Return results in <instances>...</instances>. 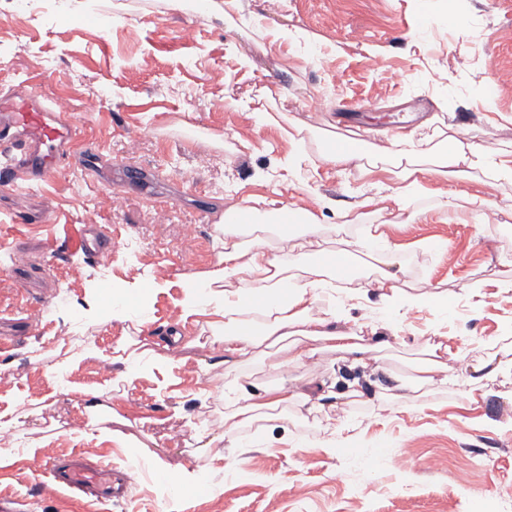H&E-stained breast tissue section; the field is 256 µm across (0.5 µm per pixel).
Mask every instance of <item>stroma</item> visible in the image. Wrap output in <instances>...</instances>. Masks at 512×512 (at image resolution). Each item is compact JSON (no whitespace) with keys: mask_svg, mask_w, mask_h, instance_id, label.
I'll return each instance as SVG.
<instances>
[{"mask_svg":"<svg viewBox=\"0 0 512 512\" xmlns=\"http://www.w3.org/2000/svg\"><path fill=\"white\" fill-rule=\"evenodd\" d=\"M509 72L512 0H197L191 10L168 0H53L24 13L0 0V83L34 77L45 95L68 96L106 155L95 170L75 163L40 185L0 191V334L26 320L29 304L49 311L24 340L0 346V414L28 415L12 446L0 447V495L22 500L24 512H99L66 493L51 502L34 493L38 465L77 453L123 472L147 464L108 512H512V499L496 497L512 483V372L484 380L476 402L455 384L454 363L448 382L378 397L430 343L469 362L491 350L512 362V255L501 253L512 238V184L472 169L459 181H426L397 215L368 202L400 184L401 167L384 160L395 133L443 139L457 126L471 142L512 152V82L499 80ZM92 97L104 109L86 111ZM290 123L303 143L283 134ZM132 136L140 146L129 155ZM330 141L368 151L334 166L323 158ZM130 163L148 178L128 182ZM451 191L488 192L492 216L443 208ZM231 201L313 210L332 252L333 225L347 223L355 292L329 289L320 303L382 342L376 371L331 352L282 368L275 354L221 365L214 315L183 317L182 302L224 250L201 214ZM90 218L112 234L110 266L82 255ZM185 224L198 227L189 245ZM372 224L397 250L400 286L446 292L447 314L412 309L395 325L364 277ZM435 239L442 250L430 249ZM127 240L152 259L132 262ZM117 292L141 302L139 322L110 313ZM62 336L107 356L136 339L167 360L130 383L121 364L104 374L89 358L51 376ZM280 381L325 393L323 407L291 406L226 434L228 388ZM91 391L104 394L95 414L84 408ZM432 454L442 465L428 466ZM189 466L205 486L171 498L159 472ZM460 468L472 471L464 488Z\"/></svg>","mask_w":512,"mask_h":512,"instance_id":"35a3bbf8","label":"stroma"}]
</instances>
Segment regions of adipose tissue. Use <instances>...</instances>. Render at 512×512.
Wrapping results in <instances>:
<instances>
[{
	"label": "adipose tissue",
	"mask_w": 512,
	"mask_h": 512,
	"mask_svg": "<svg viewBox=\"0 0 512 512\" xmlns=\"http://www.w3.org/2000/svg\"><path fill=\"white\" fill-rule=\"evenodd\" d=\"M392 146V157L410 164L405 172V184L393 189L387 197L400 211L421 192L420 179L425 175L454 178L460 167L466 166L490 169L497 180L512 182V158L476 143L456 141L435 149L428 166L423 168L418 165L413 135L395 136ZM294 215L296 223L306 225V232L280 230V241L290 250L313 258L311 264L296 274L291 273L281 259L270 255L256 239L257 225L240 228L237 207L225 208L221 219L222 266L213 272L210 280L189 289L183 311L191 316L210 310L218 316L220 334L215 342L228 361L252 358L273 348L289 354L291 361L300 362L324 349L338 353L341 360L351 366L371 369L376 361L375 347L365 340L361 326L343 325L332 306L321 314H313V306L322 292L336 282V270L321 260L325 253L324 238L316 215L300 208ZM246 233L251 236L247 242L242 239ZM374 273L380 297L392 312L427 305L437 313H447V295L438 292L427 296L408 294L396 288L394 274L380 267L375 268ZM311 400V394L284 385L264 388L259 397L241 386L230 401L224 422L235 429L254 421H269L275 419L277 411Z\"/></svg>",
	"instance_id": "adipose-tissue-1"
}]
</instances>
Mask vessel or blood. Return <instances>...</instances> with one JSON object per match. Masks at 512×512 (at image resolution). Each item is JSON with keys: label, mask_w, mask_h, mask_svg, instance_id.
Returning <instances> with one entry per match:
<instances>
[{"label": "vessel or blood", "mask_w": 512, "mask_h": 512, "mask_svg": "<svg viewBox=\"0 0 512 512\" xmlns=\"http://www.w3.org/2000/svg\"><path fill=\"white\" fill-rule=\"evenodd\" d=\"M0 148L13 155L12 167L0 175L4 189L21 181H45L60 173L63 163L72 158L90 168L102 158L100 148L75 123L71 110L61 108L58 98L44 97L36 86L22 95L12 88H0ZM111 246L104 227L95 224L81 249L87 258L96 260ZM41 472L39 494L47 500L66 491L92 495L105 505L114 495L112 467L105 462L88 465L57 458L42 466Z\"/></svg>", "instance_id": "obj_1"}]
</instances>
